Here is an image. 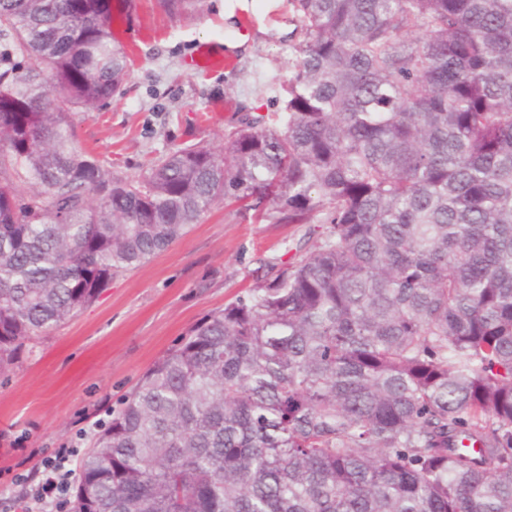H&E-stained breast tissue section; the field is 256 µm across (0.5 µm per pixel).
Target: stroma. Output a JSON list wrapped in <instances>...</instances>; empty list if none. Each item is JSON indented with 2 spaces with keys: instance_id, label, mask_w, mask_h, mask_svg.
<instances>
[{
  "instance_id": "stroma-1",
  "label": "stroma",
  "mask_w": 512,
  "mask_h": 512,
  "mask_svg": "<svg viewBox=\"0 0 512 512\" xmlns=\"http://www.w3.org/2000/svg\"><path fill=\"white\" fill-rule=\"evenodd\" d=\"M112 33L129 57L120 94L74 116L76 141L118 178L170 150L221 145L244 113L283 108L280 84L299 38L290 0H201L174 18L158 0H112ZM209 50L216 65L191 64ZM301 224L258 223L217 204L189 233L113 279L97 301L27 344L0 374V469L30 471L65 442L90 448L94 423L119 409L146 370L257 276L288 260Z\"/></svg>"
}]
</instances>
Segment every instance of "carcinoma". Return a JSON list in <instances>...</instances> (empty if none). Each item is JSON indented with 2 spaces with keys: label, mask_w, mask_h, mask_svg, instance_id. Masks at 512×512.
<instances>
[{
  "label": "carcinoma",
  "mask_w": 512,
  "mask_h": 512,
  "mask_svg": "<svg viewBox=\"0 0 512 512\" xmlns=\"http://www.w3.org/2000/svg\"><path fill=\"white\" fill-rule=\"evenodd\" d=\"M292 2L282 111L114 178L74 129L111 0H0V373L234 200L303 242L147 370L75 512H512V0Z\"/></svg>",
  "instance_id": "carcinoma-1"
}]
</instances>
